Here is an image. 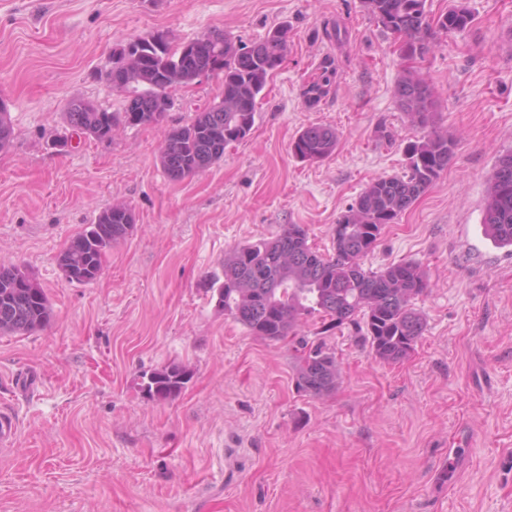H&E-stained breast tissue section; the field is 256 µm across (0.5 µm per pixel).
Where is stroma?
<instances>
[{
    "label": "stroma",
    "instance_id": "1",
    "mask_svg": "<svg viewBox=\"0 0 512 512\" xmlns=\"http://www.w3.org/2000/svg\"><path fill=\"white\" fill-rule=\"evenodd\" d=\"M453 5L474 19L439 34L420 71L455 154L365 259L421 265L426 330L396 364L353 326L325 332L339 380L314 398L295 389L293 348L225 316L209 278L288 224L330 250L367 184L402 172L422 131L396 104L391 35L363 0H0L15 130L0 151V264L26 266L52 308L44 330L0 335V408L18 426L0 446V512H512V254L481 232L487 180L512 152V0H426L434 18ZM282 24L288 54L250 135L205 172L171 181L154 126L50 148L71 99L123 111L107 78L117 45L157 30L250 43ZM336 24L338 41L324 34ZM328 55L341 75L308 106L303 86ZM222 91L217 77L179 87L169 125ZM313 124L338 144L308 164L291 143ZM115 203L134 230L95 281L66 280L58 254ZM173 361L185 389L147 400L140 373Z\"/></svg>",
    "mask_w": 512,
    "mask_h": 512
}]
</instances>
